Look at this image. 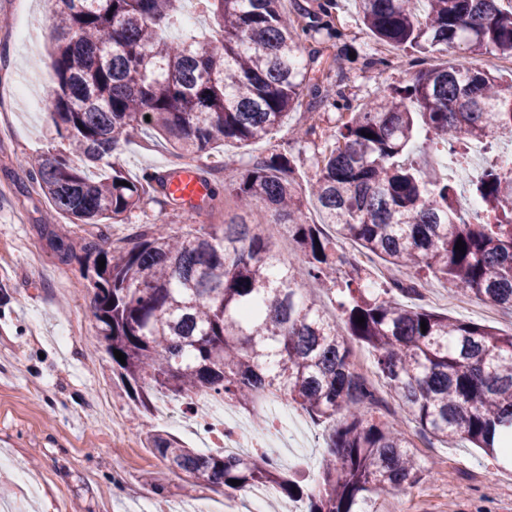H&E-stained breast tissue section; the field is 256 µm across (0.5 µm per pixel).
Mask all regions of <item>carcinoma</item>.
Instances as JSON below:
<instances>
[{"mask_svg": "<svg viewBox=\"0 0 512 512\" xmlns=\"http://www.w3.org/2000/svg\"><path fill=\"white\" fill-rule=\"evenodd\" d=\"M181 2L54 0L43 108L61 147L42 155L29 177L74 224H119L147 189L163 193L160 177L133 178L114 158L130 133L153 134L193 159L219 142L271 138L308 87L282 0H197L219 20L218 45L160 36L182 28ZM415 2L356 0L373 36L406 51L450 52L456 62L419 69L349 113L308 186L322 224L405 270L406 280L365 294L360 268L309 222L284 150L230 176L224 193L242 207L263 206L272 224L288 229L297 255L286 262L258 224L180 236L145 224L129 248H106L100 235L57 246L61 261L92 271L82 278L93 315L136 404L147 407L157 391L181 400L214 391L244 406L284 401L328 424V451L309 486L288 478L265 450L199 453L156 433L154 451L169 468L217 490L266 486L306 501V512H367L371 494L421 478L411 423L433 441L459 439L512 470V334L399 301L431 277L512 309V157L496 154L476 174L467 162L473 142L512 143V79L465 56L512 57V8L423 0L419 12ZM418 138L424 148L449 146V177L430 182L409 162ZM461 182L480 203L473 222L458 210ZM344 265L355 275L341 288V331L307 286L332 282ZM357 346L373 352L408 418L394 426L376 419L381 401L352 369Z\"/></svg>", "mask_w": 512, "mask_h": 512, "instance_id": "carcinoma-1", "label": "carcinoma"}]
</instances>
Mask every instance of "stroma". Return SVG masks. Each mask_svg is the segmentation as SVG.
Segmentation results:
<instances>
[{"label":"stroma","instance_id":"1","mask_svg":"<svg viewBox=\"0 0 512 512\" xmlns=\"http://www.w3.org/2000/svg\"><path fill=\"white\" fill-rule=\"evenodd\" d=\"M338 36L304 35L312 83L342 91L360 107L383 89L405 84L419 69L445 64L446 54L412 55L368 34L354 0H337ZM0 512H167L178 504L209 512L232 498L190 474L168 468L154 453L151 436L172 435L202 449L199 432L136 410L130 393L99 343L92 293L81 288L78 264L58 258L59 241L88 235L53 214L51 202L27 171L56 147L47 112L31 111L13 94L17 84L40 75L49 40L47 26L31 29L28 43L15 34L23 23L15 0H0ZM342 108L304 93L274 138L229 142L197 157L215 193L204 216L148 193L118 224L103 227L108 245L126 247L143 224L184 234L203 223L268 225L263 208H238L224 195V178L242 164L288 149L298 182L315 172L316 158L331 142ZM118 160L139 177L181 165L157 140L134 134ZM417 305L448 316L512 331V311L483 303L432 278L423 280ZM108 394L100 403L99 391ZM423 469L411 487L372 495L369 512H512V471L497 470L479 449L463 442L432 443L413 434Z\"/></svg>","mask_w":512,"mask_h":512}]
</instances>
